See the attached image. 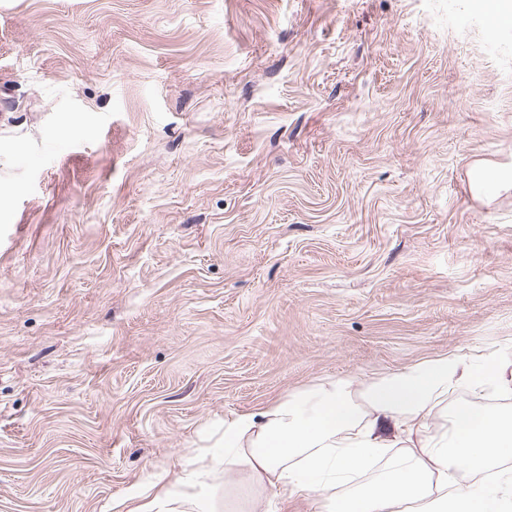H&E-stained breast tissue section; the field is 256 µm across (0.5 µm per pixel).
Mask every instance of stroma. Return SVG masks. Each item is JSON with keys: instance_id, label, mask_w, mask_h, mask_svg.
<instances>
[{"instance_id": "1", "label": "stroma", "mask_w": 512, "mask_h": 512, "mask_svg": "<svg viewBox=\"0 0 512 512\" xmlns=\"http://www.w3.org/2000/svg\"><path fill=\"white\" fill-rule=\"evenodd\" d=\"M511 171L512 24L471 0H0V512L512 355Z\"/></svg>"}]
</instances>
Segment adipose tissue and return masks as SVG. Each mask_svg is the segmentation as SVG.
<instances>
[{"mask_svg":"<svg viewBox=\"0 0 512 512\" xmlns=\"http://www.w3.org/2000/svg\"><path fill=\"white\" fill-rule=\"evenodd\" d=\"M460 388L512 395V359L436 357L363 382L359 404L342 381L239 414L210 462L184 467L176 487L127 497L117 512H220L221 478L242 470L284 501L318 493L319 512H512L511 472L487 486L474 480L512 454V412L461 405L448 436L403 445L411 422L435 415ZM378 463L376 482L349 491Z\"/></svg>","mask_w":512,"mask_h":512,"instance_id":"ef3b65f1","label":"adipose tissue"}]
</instances>
